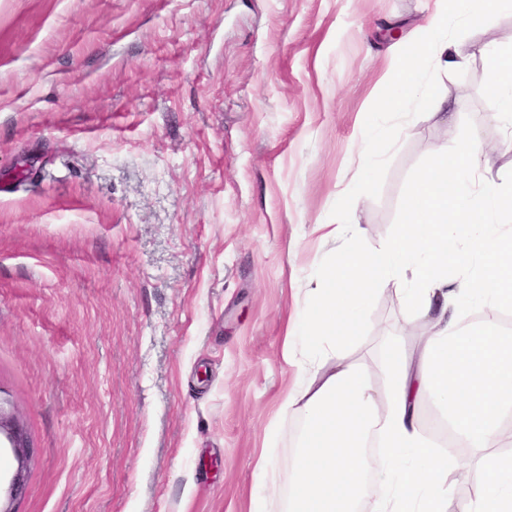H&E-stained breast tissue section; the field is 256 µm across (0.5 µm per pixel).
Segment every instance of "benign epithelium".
Returning <instances> with one entry per match:
<instances>
[{"instance_id":"benign-epithelium-1","label":"benign epithelium","mask_w":512,"mask_h":512,"mask_svg":"<svg viewBox=\"0 0 512 512\" xmlns=\"http://www.w3.org/2000/svg\"><path fill=\"white\" fill-rule=\"evenodd\" d=\"M0 439L12 448L17 468L0 494V512H16L14 504L26 489V473L32 460L33 445L14 403L0 394Z\"/></svg>"}]
</instances>
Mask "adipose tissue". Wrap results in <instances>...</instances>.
I'll return each mask as SVG.
<instances>
[{
    "label": "adipose tissue",
    "instance_id": "1",
    "mask_svg": "<svg viewBox=\"0 0 512 512\" xmlns=\"http://www.w3.org/2000/svg\"><path fill=\"white\" fill-rule=\"evenodd\" d=\"M438 2L424 40L403 48L392 86L373 108L358 147L366 167L398 133L385 118L446 107L437 77L461 55L450 24L490 25L512 11V0ZM486 57L489 114L511 116L512 41L492 40ZM482 155L470 139L433 154L412 180L392 240L376 252L353 243L320 272L307 317L284 344L300 378L283 409L302 423L284 512H359L370 490L379 512H448L452 475L462 468L481 488L463 512H512V459L497 452L502 418L512 413V334L463 321L476 307H512V186L481 181ZM385 282L401 292L419 342L413 356L390 359V392L381 399L369 365L345 347ZM426 399L469 450L467 461L440 455L422 431L417 408Z\"/></svg>",
    "mask_w": 512,
    "mask_h": 512
}]
</instances>
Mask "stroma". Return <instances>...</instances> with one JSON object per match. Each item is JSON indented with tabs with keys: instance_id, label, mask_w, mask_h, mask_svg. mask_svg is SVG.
<instances>
[{
	"instance_id": "1",
	"label": "stroma",
	"mask_w": 512,
	"mask_h": 512,
	"mask_svg": "<svg viewBox=\"0 0 512 512\" xmlns=\"http://www.w3.org/2000/svg\"><path fill=\"white\" fill-rule=\"evenodd\" d=\"M435 0H0V389L33 443L17 512H281L255 462L288 470L282 357L350 225L371 250L431 153L473 138L512 183L484 46L452 26L448 117L410 111L367 170L355 151L403 42ZM365 187L344 213L343 188ZM350 346L388 392L411 353L396 286Z\"/></svg>"
}]
</instances>
